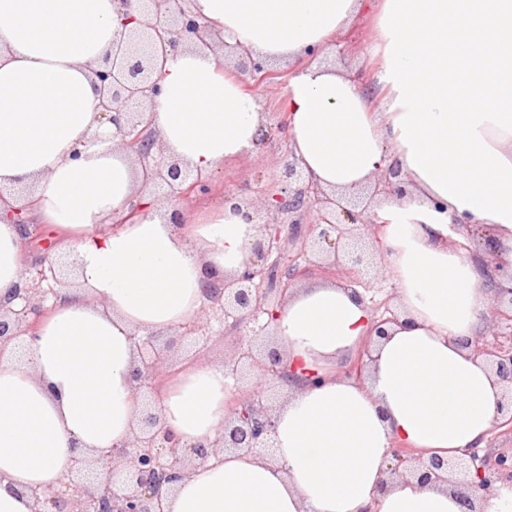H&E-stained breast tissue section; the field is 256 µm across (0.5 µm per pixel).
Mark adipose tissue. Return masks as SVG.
<instances>
[{"instance_id":"adipose-tissue-1","label":"adipose tissue","mask_w":512,"mask_h":512,"mask_svg":"<svg viewBox=\"0 0 512 512\" xmlns=\"http://www.w3.org/2000/svg\"><path fill=\"white\" fill-rule=\"evenodd\" d=\"M212 34L158 67L151 107L163 156L208 175L254 149L256 97L214 42L292 70L282 107L306 182L356 191L398 162L404 194L382 196L375 245L397 297L377 335L362 293L331 281L293 289L272 324L286 401L274 460L220 453L169 495V512H464L449 488L388 480L394 446L448 459L484 447L504 385L470 346L496 290L479 224L512 265V0H193ZM369 84L319 61L362 15ZM118 0H0V190L29 206L53 262L77 285L49 297L32 339L0 345V512H34L73 454L130 441L140 416L131 336L186 324L206 278L245 267L261 228L246 207L182 225L142 191L141 168L101 115L91 70L122 32ZM22 225L0 221V305L27 259ZM365 352L361 376L340 369ZM234 381L196 364L160 393L180 446L216 443Z\"/></svg>"}]
</instances>
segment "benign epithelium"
<instances>
[{
    "mask_svg": "<svg viewBox=\"0 0 512 512\" xmlns=\"http://www.w3.org/2000/svg\"><path fill=\"white\" fill-rule=\"evenodd\" d=\"M190 0H140L144 21L141 27L119 40L122 52L105 57L93 69L95 82L102 95L103 117L116 129L123 147L132 151L143 170L142 188L160 187L163 198L176 202L190 196L206 194L210 183L201 175L153 152L155 139L145 133L151 123L150 102L161 93L155 78L159 54L203 40L206 26L192 12ZM240 55L249 61V80L243 90L255 96L266 86L273 73L265 61L243 50ZM399 167L389 166L377 179L372 195L387 191L403 193L394 179ZM271 222L264 225L252 249L253 257L237 276L221 283L208 282L204 288L207 305L196 320L175 328L179 342L189 345L206 343L213 333L212 322L238 334L242 345L232 365L233 374L246 367L257 370L265 384L285 378L283 355L270 347L259 365L252 363V344L270 329L278 310L287 301L297 279L307 269L283 265L279 279L269 291L278 300H269L261 285L275 261L284 259L285 245L281 237V216L290 217L299 229L303 217L316 211L318 221L312 226L313 236L305 240L302 253L312 252L332 265L359 269L369 264L364 239L354 233L360 226L378 223V216L358 201L338 197L304 181L295 158L284 165L278 179L259 190ZM488 276L496 282L498 299L512 307V267L500 264L486 266ZM25 286L17 296L24 301L19 311H0V341L33 337L34 320L54 288L43 287L50 281L59 283L53 265L42 263L26 269ZM138 353L133 378L142 392V417L139 431L123 445L101 451L92 458L74 457L67 474L68 492L33 490L35 512H167V498L174 484L188 474L191 467L206 461L219 451L251 452L266 446L274 430L272 406L263 403L264 393L256 392L237 399L232 417L224 425L215 446L197 444L179 447L163 425L156 400V381L163 374L170 345L158 344L155 334H133ZM476 354L484 357L505 384L507 403L502 405L500 426L512 427V337L509 345L473 344ZM389 479L406 473L432 485H446L449 477L454 492L467 512H477V500L489 495L495 485L512 480V452L500 453L490 464L471 448L454 460L432 457L426 461L414 458L405 448H396L388 467Z\"/></svg>",
    "mask_w": 512,
    "mask_h": 512,
    "instance_id": "1",
    "label": "benign epithelium"
}]
</instances>
